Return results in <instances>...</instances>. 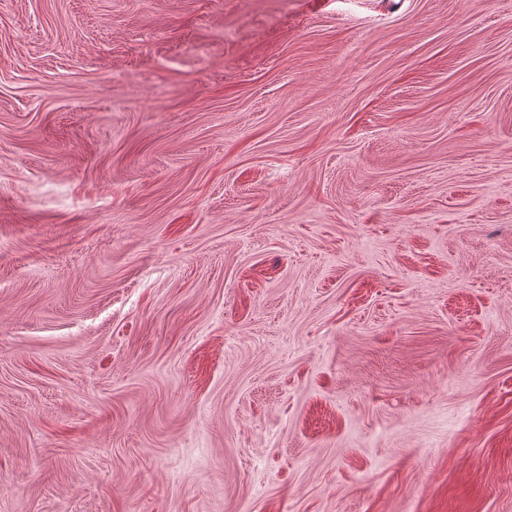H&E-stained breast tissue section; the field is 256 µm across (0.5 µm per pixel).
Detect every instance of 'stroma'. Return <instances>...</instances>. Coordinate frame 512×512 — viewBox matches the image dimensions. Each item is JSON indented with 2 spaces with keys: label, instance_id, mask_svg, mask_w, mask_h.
Listing matches in <instances>:
<instances>
[{
  "label": "stroma",
  "instance_id": "1",
  "mask_svg": "<svg viewBox=\"0 0 512 512\" xmlns=\"http://www.w3.org/2000/svg\"><path fill=\"white\" fill-rule=\"evenodd\" d=\"M0 512H512V0H0Z\"/></svg>",
  "mask_w": 512,
  "mask_h": 512
}]
</instances>
